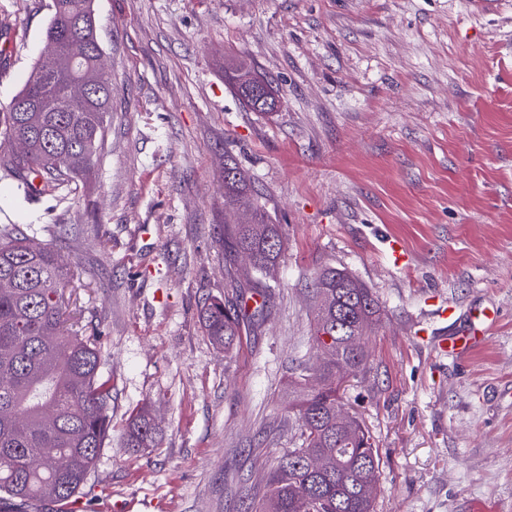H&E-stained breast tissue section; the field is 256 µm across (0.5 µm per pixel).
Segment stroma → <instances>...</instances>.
<instances>
[{
    "instance_id": "obj_1",
    "label": "stroma",
    "mask_w": 512,
    "mask_h": 512,
    "mask_svg": "<svg viewBox=\"0 0 512 512\" xmlns=\"http://www.w3.org/2000/svg\"><path fill=\"white\" fill-rule=\"evenodd\" d=\"M52 0H0V113L49 53ZM114 93L100 157L67 197L0 170V224L77 264L69 307L100 339L112 437L77 502L115 512H244L298 447L290 384L320 355L312 288L343 269L375 293L368 369L343 400L381 465L374 512H512V0H95ZM244 55L280 90L249 111ZM284 251L263 321L231 353L204 333L242 259L220 239L224 157ZM454 312L441 318L440 308ZM493 310L468 354L442 336ZM149 406L159 447L123 430ZM244 78L246 80H243ZM224 80L252 112H262V114H265L274 111L271 108L277 101V92L272 84L268 80L258 77L254 69L235 54L224 58ZM250 85H258L262 88L265 99L260 104L259 100L255 101L243 95L242 89ZM267 102L270 104L268 105Z\"/></svg>"
}]
</instances>
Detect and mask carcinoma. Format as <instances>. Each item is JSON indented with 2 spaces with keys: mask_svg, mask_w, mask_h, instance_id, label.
<instances>
[{
  "mask_svg": "<svg viewBox=\"0 0 512 512\" xmlns=\"http://www.w3.org/2000/svg\"><path fill=\"white\" fill-rule=\"evenodd\" d=\"M46 39L58 46L52 63L39 62L9 111L0 113V138L20 140L25 151L0 159L25 195L36 177L41 193L61 192L83 178L97 159L112 105V75L101 64L102 48L93 0H52ZM224 80L253 112L269 113L277 101L272 84L236 55L224 59ZM77 81L90 83L81 112L67 109ZM247 195L244 175L224 158V197L230 204ZM224 250L252 255V274L264 277L277 266L283 241L258 206L224 233ZM79 278L50 243L38 242L14 224L0 225V512H31L42 503L75 497L111 437L108 414L112 377L101 372L98 337L69 323L66 290ZM313 339L322 357L296 376L300 419L297 448L276 460L258 501V512H373L380 456L373 438L354 414L336 425L342 377L369 365L361 344L378 322L377 298L348 273L331 268L315 278ZM263 316L237 303L211 299L200 310L206 335L228 353L239 344L244 320ZM322 380L309 387L310 377ZM126 447L135 453L159 446V432L145 408L129 417ZM321 457L332 468L316 470Z\"/></svg>",
  "mask_w": 512,
  "mask_h": 512,
  "instance_id": "cac0c4a2",
  "label": "carcinoma"
}]
</instances>
